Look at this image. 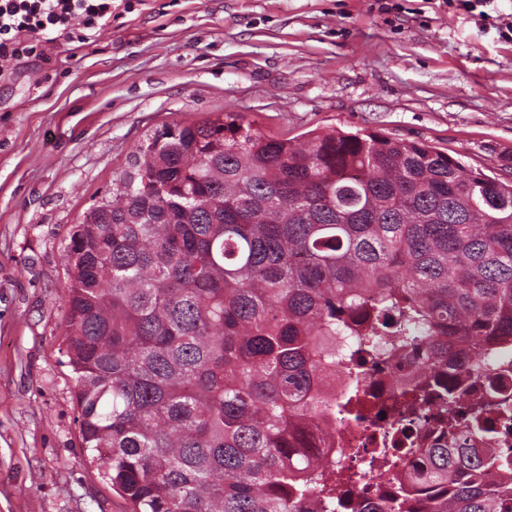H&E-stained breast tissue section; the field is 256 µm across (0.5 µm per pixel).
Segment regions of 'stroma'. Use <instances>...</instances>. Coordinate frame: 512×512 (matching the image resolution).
<instances>
[{
  "mask_svg": "<svg viewBox=\"0 0 512 512\" xmlns=\"http://www.w3.org/2000/svg\"><path fill=\"white\" fill-rule=\"evenodd\" d=\"M0 77V512H127L61 366L64 240L147 134L367 129L512 175V0H133Z\"/></svg>",
  "mask_w": 512,
  "mask_h": 512,
  "instance_id": "obj_1",
  "label": "stroma"
}]
</instances>
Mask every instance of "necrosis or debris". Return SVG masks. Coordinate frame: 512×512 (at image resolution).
<instances>
[{"label": "necrosis or debris", "mask_w": 512, "mask_h": 512, "mask_svg": "<svg viewBox=\"0 0 512 512\" xmlns=\"http://www.w3.org/2000/svg\"><path fill=\"white\" fill-rule=\"evenodd\" d=\"M424 358L425 352L421 349L396 358L361 351L354 357V370L337 364L335 377L327 381L324 392L331 400L341 399L351 384H358L360 388L359 402L353 411L329 410L331 438L323 443L313 438L306 441L312 456L322 464L346 469L355 475L354 482L345 489L341 512H353L359 502L373 498L374 494L385 497L409 489L408 475L420 462L419 449L452 445V433L437 427L441 403L416 411L402 402V390L423 376ZM390 423L400 428L396 435L399 447L412 446L416 452L403 456L393 479L379 486L374 481L379 471L376 454L379 428Z\"/></svg>", "instance_id": "necrosis-or-debris-1"}]
</instances>
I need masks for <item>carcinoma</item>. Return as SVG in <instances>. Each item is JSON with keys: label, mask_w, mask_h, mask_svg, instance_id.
<instances>
[{"label": "carcinoma", "mask_w": 512, "mask_h": 512, "mask_svg": "<svg viewBox=\"0 0 512 512\" xmlns=\"http://www.w3.org/2000/svg\"><path fill=\"white\" fill-rule=\"evenodd\" d=\"M64 256L82 447L129 512H336L351 476L312 477L304 445L337 337L474 374L512 346V180L378 132L175 121ZM448 399L457 447L413 477L432 492L357 512H512V459L469 447L485 401Z\"/></svg>", "instance_id": "carcinoma-1"}]
</instances>
